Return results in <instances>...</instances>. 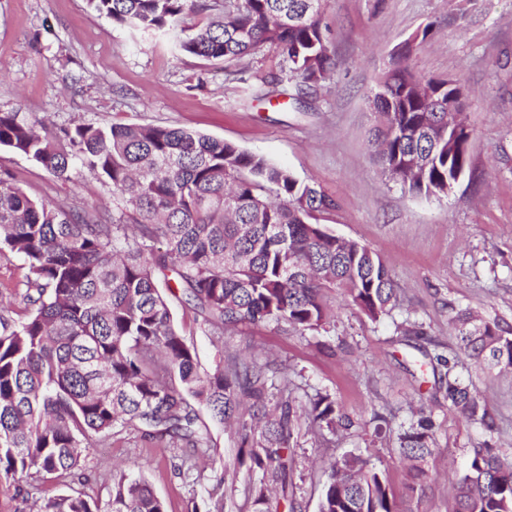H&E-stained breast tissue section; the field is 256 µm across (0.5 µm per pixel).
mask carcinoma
<instances>
[{"label":"carcinoma","mask_w":512,"mask_h":512,"mask_svg":"<svg viewBox=\"0 0 512 512\" xmlns=\"http://www.w3.org/2000/svg\"><path fill=\"white\" fill-rule=\"evenodd\" d=\"M327 0H224L205 29L177 32L200 0H88L99 15L135 31L171 35L175 49L231 63L259 47L279 51L290 78L311 88L332 73L320 16ZM413 41L391 58L370 97L371 139L382 173L415 196L446 197L466 171L464 112L448 123L456 87L424 79L407 63ZM0 147L69 181L88 171L112 186V211L30 197L0 171V250L29 268L28 315H0V477L73 481L90 450L127 430L172 447L208 448L203 405L233 420L239 463L257 475L253 512L288 500L291 440L302 419L334 432L336 401L317 393L294 408L288 372L233 358L211 373L175 327L160 284L192 307L197 328L222 335L240 325L282 323L316 330L341 292L377 321L397 302L383 259L315 222L334 207L315 185L267 158L209 135L161 125L72 123L48 129L33 112H0ZM459 349L491 369H512V338L497 322L456 315ZM448 410L492 428L484 399L436 356ZM433 421L420 415L398 434L407 497L421 489ZM37 512H166L147 482L120 475L106 499L81 492L38 501ZM204 512H224V477ZM319 512H401L369 461L345 455L330 466ZM448 512H512V457L488 445L472 451Z\"/></svg>","instance_id":"cac0c4a2"}]
</instances>
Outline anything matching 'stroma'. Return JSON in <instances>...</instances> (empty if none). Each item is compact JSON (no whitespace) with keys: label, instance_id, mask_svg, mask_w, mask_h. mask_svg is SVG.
I'll use <instances>...</instances> for the list:
<instances>
[{"label":"stroma","instance_id":"1","mask_svg":"<svg viewBox=\"0 0 512 512\" xmlns=\"http://www.w3.org/2000/svg\"><path fill=\"white\" fill-rule=\"evenodd\" d=\"M468 7L461 25L450 14ZM434 32L415 34L426 24ZM334 73L307 90L299 111L268 99L271 80L288 65L260 49L233 68L175 50L163 34L112 23L87 0H0V112H35L57 125L155 124L235 143L315 184L336 203L319 221L336 236L378 253L398 290L389 316L372 321L330 296L333 315L299 333L269 323L220 337L196 330L192 311L172 300L174 320L198 355L201 371L245 347L288 368L296 405L330 394L350 429L329 433L301 424L294 434L297 512H318L330 465L354 453L386 477L405 512H448V495L472 448L488 443L512 455V372L487 370L457 347L453 317L466 309L512 330V0H328L321 17ZM414 39L409 63L424 78L458 79L469 91V165L445 198L409 194L382 175L369 140L368 98L395 51ZM29 195L111 208V187L90 173L56 180L33 159L0 148ZM27 266L0 253V303L23 319ZM456 357L457 371L482 394L493 431L448 409L435 354ZM434 424L433 453L422 493L405 495L408 472L397 436L417 407ZM199 419L207 448H164L134 430L91 450L76 487L106 497L119 475L144 477L168 512H191L225 472L224 512H252V477L237 459L238 437L206 408ZM187 464L189 474L179 473ZM39 483L0 481V512H35L53 494Z\"/></svg>","mask_w":512,"mask_h":512}]
</instances>
